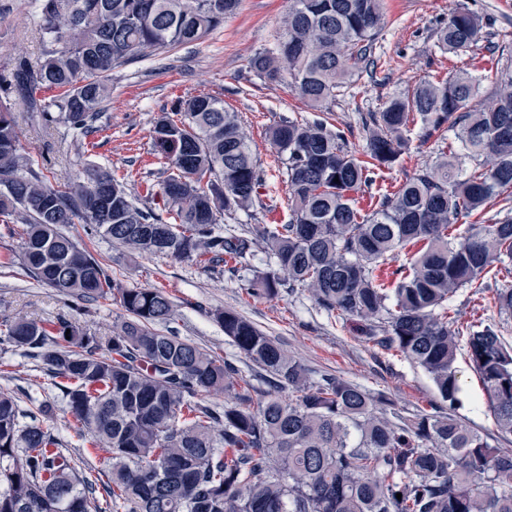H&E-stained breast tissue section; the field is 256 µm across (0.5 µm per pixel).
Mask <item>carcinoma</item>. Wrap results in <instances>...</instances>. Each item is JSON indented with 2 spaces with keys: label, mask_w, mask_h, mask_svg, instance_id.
I'll return each mask as SVG.
<instances>
[{
  "label": "carcinoma",
  "mask_w": 512,
  "mask_h": 512,
  "mask_svg": "<svg viewBox=\"0 0 512 512\" xmlns=\"http://www.w3.org/2000/svg\"><path fill=\"white\" fill-rule=\"evenodd\" d=\"M239 2L38 0L44 60L32 72L17 59L9 90L44 123L64 122L84 139L102 133L115 69L201 39ZM383 25V0H291L277 48L255 54L250 68L269 82L288 75L297 94L320 108L354 75L377 74L372 47ZM480 34L479 17L466 8L435 32L437 46L456 55ZM478 89V78L459 68L393 96L364 116L366 161L321 119H288L268 133L288 185L289 218L256 225L271 265L242 288L251 297L305 289L328 314L355 324L354 339L420 367L438 402L408 415L382 392L313 373L240 313L216 310L224 336L267 377L269 390L256 399L237 391L233 363L165 328L175 310L163 289L120 287L61 230L82 218L132 250L235 274L253 255L254 239L215 226L225 213L265 210L266 180L238 112L224 100L193 96L155 122L165 165L157 195L168 222L105 166L53 184L21 155L1 106L0 216L25 225V270L73 301L115 296L127 318L106 340L64 316L54 334L34 319L4 320L0 342L60 379L79 433L110 449L112 465L105 482L91 479L39 420L48 404L25 414L1 391L0 512H512V452L452 413L464 337L498 431L512 435V344L491 326L464 334L448 316L458 289L512 259V217L453 234L492 201L512 203V75L496 79L486 107L470 106ZM42 90L58 96L42 100ZM416 120L429 133L456 129V143L396 191L377 189L374 208L361 214L350 192L371 189L375 171L394 167ZM464 158L474 162L468 173ZM410 243L422 247L391 272L393 282L379 280L378 268ZM495 303L512 316V287L495 289ZM228 392L233 401H211Z\"/></svg>",
  "instance_id": "cac0c4a2"
}]
</instances>
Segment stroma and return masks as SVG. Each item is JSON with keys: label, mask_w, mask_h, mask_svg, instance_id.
Wrapping results in <instances>:
<instances>
[{"label": "stroma", "mask_w": 512, "mask_h": 512, "mask_svg": "<svg viewBox=\"0 0 512 512\" xmlns=\"http://www.w3.org/2000/svg\"><path fill=\"white\" fill-rule=\"evenodd\" d=\"M289 5V0H241L223 26L200 40L136 59L115 70L112 104L101 118L108 130L91 150L83 148L65 123L42 125L23 98L11 94L7 103L24 156L59 180L81 174L89 163L110 167L116 177L126 178L128 191L149 204L164 178L153 141L156 118L177 100L212 94L239 113L265 170L270 212L253 217L239 211L224 216L218 225L223 232L244 233L258 224L288 220V187L273 164L266 139L270 127L290 118L319 115L344 130L350 149L360 155L366 145L362 115L378 111L389 98L422 80L446 77L463 65L482 79L473 99L479 105L492 99L493 76L512 70V0H385L386 23L374 41L373 55L379 66L389 71V80L354 76L345 95L318 112L300 100L289 80L265 81L249 66L257 52L278 45L281 20ZM459 7L478 15L482 30L477 45L457 57L437 47L435 31ZM43 51L35 0H0V77L10 75L18 57L25 58L30 69H37ZM451 136V130L445 128L429 133L421 124L411 125L408 149L392 169L381 172L378 184L394 188L419 169L433 165L441 142ZM23 229L20 223L0 222V319L21 314L53 332L59 317L68 314L82 328L111 335L125 316L119 303L101 300L88 304L81 313L69 314L61 297L32 279L22 267L19 243ZM64 231L89 249L121 287L164 289L175 305L171 325L179 336L232 361L256 391L265 389L259 368L239 355L213 320V310L241 313L308 367L332 372L373 392H385L397 409L426 410L437 399L430 378L421 368L355 340L348 323L328 315L306 291L254 299L241 286L242 280L252 275L250 267H240L234 275L219 274L196 262L136 253L105 237L88 234L80 220L65 225ZM495 284L490 278L483 290L459 289L448 301L450 312L463 325L497 327L512 342V317L500 314L495 305ZM455 366L461 386L455 411L458 419L487 437L493 446L512 450V436L498 433L485 390L466 353H458ZM0 390L12 392L24 409L35 400L52 404L55 433L63 447L82 458L86 474L94 477L109 469L111 451L93 446L89 437L75 433L74 420L42 364L3 343Z\"/></svg>", "instance_id": "stroma-1"}]
</instances>
